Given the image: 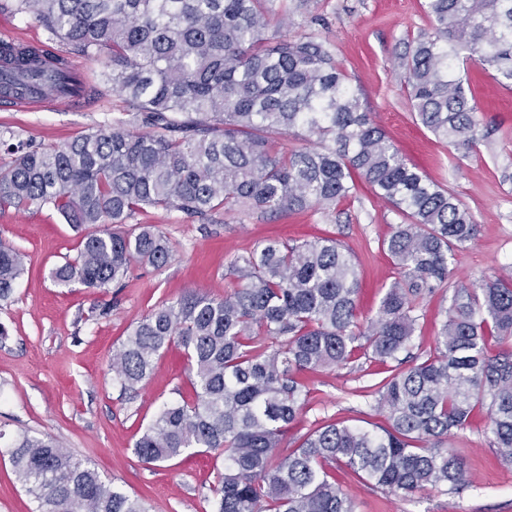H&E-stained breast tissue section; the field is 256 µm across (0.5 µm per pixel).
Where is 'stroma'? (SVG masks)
I'll return each mask as SVG.
<instances>
[{"mask_svg":"<svg viewBox=\"0 0 512 512\" xmlns=\"http://www.w3.org/2000/svg\"><path fill=\"white\" fill-rule=\"evenodd\" d=\"M424 0H321L323 20L311 23L309 9L295 7L288 36L308 35L330 42L336 60L366 108L410 164L452 191L472 214L478 235L458 252L449 288L478 284L482 277L512 264V93L485 70L469 65L466 93L479 109L483 135L470 152L439 141L415 117L403 70L395 52L429 22ZM49 42L50 34L33 15L19 13L16 0H0V36ZM56 48L78 66L97 94L64 109L40 112L0 110V166L11 155L6 143L34 148L59 145L111 123L122 105L104 85L102 64L73 45ZM138 224L156 225L173 247L161 268L137 265L125 287L95 293L58 286L51 273L74 259L81 237L51 207L0 210V242L26 256V270L12 297L0 301V512H34L36 504L18 480L8 441L20 434L48 436L94 468L102 480L142 499L150 512H211L217 468L223 459L189 450L160 466L145 464L134 444L159 409L192 398L184 352L171 346L135 390H122L112 378V356L128 332L158 303L197 290L224 294V268L237 254L271 241L292 242L328 235L358 258L362 283L360 313L374 315L386 288L396 279L390 258L378 246L402 218L379 201L373 188L358 181L356 193L329 212L309 209L269 220L241 210L216 215L203 224L172 211L137 214ZM379 366L362 355L346 366L306 373L310 405L297 421L300 436L329 418L369 428L388 427L359 387L376 382ZM453 446L463 456L466 488L456 497L402 500L368 486L340 467L336 475L359 512H512V466L492 444L486 416H479Z\"/></svg>","mask_w":512,"mask_h":512,"instance_id":"stroma-1","label":"stroma"}]
</instances>
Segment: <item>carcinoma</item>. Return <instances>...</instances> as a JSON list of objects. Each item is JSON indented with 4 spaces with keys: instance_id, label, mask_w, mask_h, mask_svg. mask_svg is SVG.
Returning <instances> with one entry per match:
<instances>
[{
    "instance_id": "1",
    "label": "carcinoma",
    "mask_w": 512,
    "mask_h": 512,
    "mask_svg": "<svg viewBox=\"0 0 512 512\" xmlns=\"http://www.w3.org/2000/svg\"><path fill=\"white\" fill-rule=\"evenodd\" d=\"M290 0H16L49 33L104 65L123 100L112 123L61 145L18 146L0 167V209L51 206L82 232L78 257L52 272L95 293L124 285L138 263L168 264L156 226L136 214L177 211L203 224L236 208L283 218L329 211L364 178L402 222L382 241L398 278L375 314L358 311L355 256L332 237L270 242L227 263L224 297L189 291L162 301L112 356L133 390L170 345L189 363L192 401L165 405L134 445L147 464L191 448L224 457L213 512H357L336 479L341 463L404 499L463 492L461 455L448 440L484 411L493 445L512 465V271L454 289L433 347L413 356L424 296L448 288L456 253L478 225L448 189L408 164L370 117L330 43L269 32ZM429 28L395 63L416 117L470 151L477 107L469 61L512 89V0H424ZM0 89L78 93L61 59L0 43ZM297 146L288 149L281 140ZM25 266L0 243V301ZM498 346L491 352L490 343ZM370 355L387 375L369 386L390 425L328 419L289 437L309 404L302 375ZM10 457L37 512H148L145 503L48 438L22 434Z\"/></svg>"
}]
</instances>
